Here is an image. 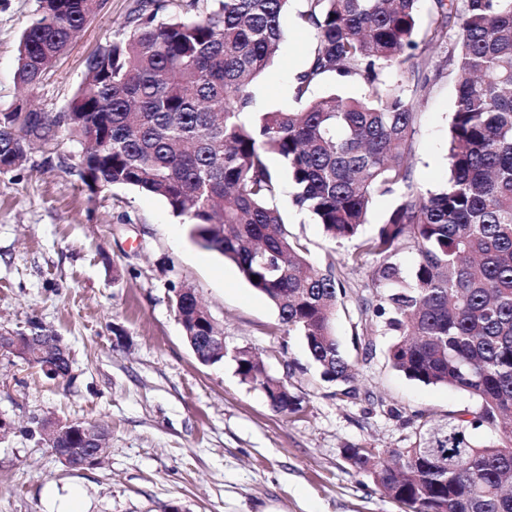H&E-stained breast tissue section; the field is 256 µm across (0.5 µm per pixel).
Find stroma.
Here are the masks:
<instances>
[{"label":"stroma","instance_id":"obj_1","mask_svg":"<svg viewBox=\"0 0 512 512\" xmlns=\"http://www.w3.org/2000/svg\"><path fill=\"white\" fill-rule=\"evenodd\" d=\"M142 3L158 6L164 19L193 14L190 0H105L55 71L30 91L33 103L65 111L88 57ZM36 7L37 0H0V109L21 95L19 42ZM281 23L286 39L256 87L263 111L296 108L292 85L306 66L310 31L292 12ZM455 90L447 69L415 102L411 165L419 189H435L444 173ZM78 150L67 140L52 157L36 151L0 173V330H51L72 360L70 378L56 382L0 350V415L16 426L0 436V512H50L46 490L64 496L74 488L83 512H169L174 505L182 512H405L350 467L344 449L417 447L426 439L412 414L441 425L477 402L410 380L388 360L393 338L372 313L379 259L360 250L397 197L376 195L360 237L335 242L291 207L288 184L280 186L289 231L314 263L334 264L346 283L334 328L355 378L340 398L303 337L282 330L275 309L234 263L196 245L158 197L121 187L88 191L75 168ZM184 285L224 332L219 363L200 364L183 337L172 296ZM237 349L287 378L300 410L274 412L264 392L237 374ZM44 417L107 426L100 464L68 468L40 436L25 434Z\"/></svg>","mask_w":512,"mask_h":512}]
</instances>
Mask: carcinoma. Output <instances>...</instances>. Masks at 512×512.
<instances>
[{
    "instance_id": "cac0c4a2",
    "label": "carcinoma",
    "mask_w": 512,
    "mask_h": 512,
    "mask_svg": "<svg viewBox=\"0 0 512 512\" xmlns=\"http://www.w3.org/2000/svg\"><path fill=\"white\" fill-rule=\"evenodd\" d=\"M305 0L306 70L295 78L297 112L256 111L257 82L285 41L292 0H192L186 19L136 10L129 31L87 59L64 112L0 110V172L24 161L31 137L55 149L69 136L84 153L91 192L129 186L162 199L192 240L233 261L276 309L283 330L304 337L328 382H351L334 331L346 288L288 231L274 204L287 165L292 204L334 240L357 236L376 194L399 202L363 253L380 258L373 314L396 336L388 358L407 378L467 392L474 411L453 417L434 442L400 448L401 465L374 448L352 469L407 512H512V0ZM104 0H38L22 34L17 80L39 85ZM451 67L456 101L441 183L414 189L409 156L413 100ZM417 76L413 85L405 74ZM357 78L359 98L309 97L326 75ZM403 248L418 261L407 275ZM178 318L192 311L173 289ZM247 350L237 362L278 413L297 410L287 383L263 374ZM488 426L497 436L476 441Z\"/></svg>"
}]
</instances>
